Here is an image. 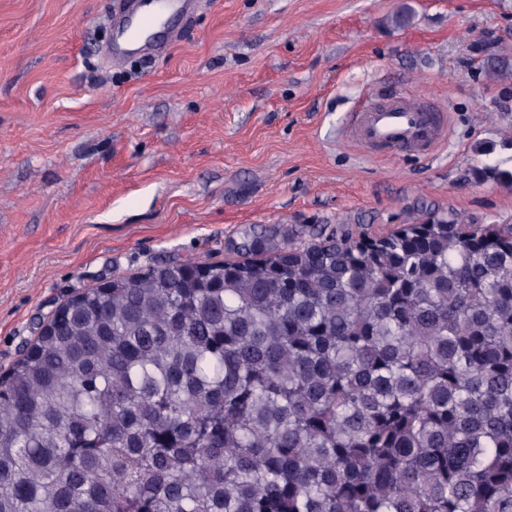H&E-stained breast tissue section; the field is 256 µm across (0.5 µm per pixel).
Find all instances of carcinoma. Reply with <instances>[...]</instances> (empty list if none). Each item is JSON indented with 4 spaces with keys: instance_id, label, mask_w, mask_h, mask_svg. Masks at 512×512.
<instances>
[{
    "instance_id": "1",
    "label": "carcinoma",
    "mask_w": 512,
    "mask_h": 512,
    "mask_svg": "<svg viewBox=\"0 0 512 512\" xmlns=\"http://www.w3.org/2000/svg\"><path fill=\"white\" fill-rule=\"evenodd\" d=\"M466 224L86 291L0 375V512H512V227Z\"/></svg>"
}]
</instances>
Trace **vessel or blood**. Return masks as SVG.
Instances as JSON below:
<instances>
[{
    "mask_svg": "<svg viewBox=\"0 0 512 512\" xmlns=\"http://www.w3.org/2000/svg\"><path fill=\"white\" fill-rule=\"evenodd\" d=\"M152 20V15L140 14L136 6H128L116 20L123 36L112 48L113 59L131 52H158L156 42L142 38ZM350 137L388 154H429L445 140L446 127L433 107L404 94H390L379 101H366L358 108L350 126Z\"/></svg>",
    "mask_w": 512,
    "mask_h": 512,
    "instance_id": "1",
    "label": "vessel or blood"
}]
</instances>
